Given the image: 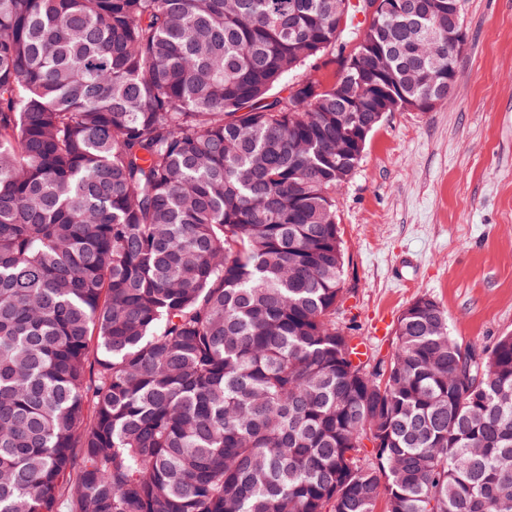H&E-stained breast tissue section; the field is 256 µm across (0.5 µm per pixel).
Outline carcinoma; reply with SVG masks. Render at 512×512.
<instances>
[{
    "instance_id": "obj_1",
    "label": "carcinoma",
    "mask_w": 512,
    "mask_h": 512,
    "mask_svg": "<svg viewBox=\"0 0 512 512\" xmlns=\"http://www.w3.org/2000/svg\"><path fill=\"white\" fill-rule=\"evenodd\" d=\"M411 2L0 0V512H512V333L336 321L374 49L448 102Z\"/></svg>"
}]
</instances>
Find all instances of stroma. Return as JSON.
I'll use <instances>...</instances> for the list:
<instances>
[{"label":"stroma","instance_id":"obj_1","mask_svg":"<svg viewBox=\"0 0 512 512\" xmlns=\"http://www.w3.org/2000/svg\"><path fill=\"white\" fill-rule=\"evenodd\" d=\"M461 8L448 104L387 113L336 194L348 303L383 356L422 294L463 344L512 332V0Z\"/></svg>","mask_w":512,"mask_h":512}]
</instances>
